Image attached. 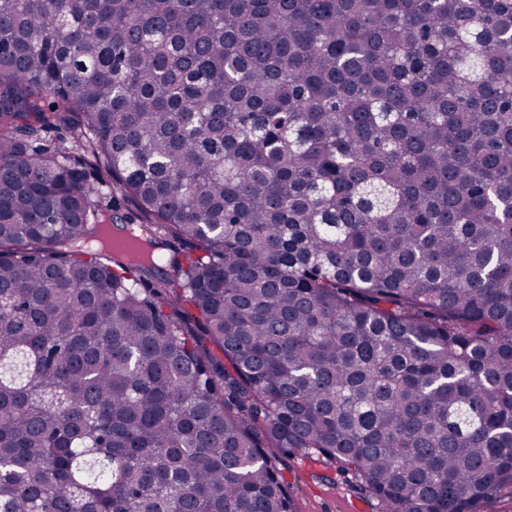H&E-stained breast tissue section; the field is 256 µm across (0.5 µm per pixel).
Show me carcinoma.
<instances>
[{"instance_id": "cac0c4a2", "label": "carcinoma", "mask_w": 512, "mask_h": 512, "mask_svg": "<svg viewBox=\"0 0 512 512\" xmlns=\"http://www.w3.org/2000/svg\"><path fill=\"white\" fill-rule=\"evenodd\" d=\"M295 456L512 488V0H0V512H295Z\"/></svg>"}]
</instances>
